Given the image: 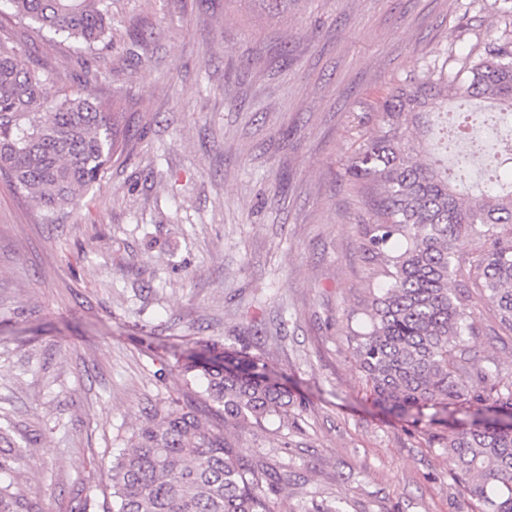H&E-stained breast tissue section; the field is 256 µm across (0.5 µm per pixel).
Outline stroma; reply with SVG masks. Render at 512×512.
Here are the masks:
<instances>
[{
  "label": "stroma",
  "instance_id": "35a3bbf8",
  "mask_svg": "<svg viewBox=\"0 0 512 512\" xmlns=\"http://www.w3.org/2000/svg\"><path fill=\"white\" fill-rule=\"evenodd\" d=\"M507 0H112L95 95L130 132L81 211H47L0 173V427L26 457L0 485L32 512L112 506L105 472L146 412L190 403L179 355L263 357L301 399L240 435L288 482L275 512H469L447 453L367 399L347 311L371 272L370 218L345 169L390 90L459 69ZM0 42L57 99L77 46L0 14ZM469 356L512 375V336Z\"/></svg>",
  "mask_w": 512,
  "mask_h": 512
}]
</instances>
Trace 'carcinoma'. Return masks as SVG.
Instances as JSON below:
<instances>
[{
  "instance_id": "obj_1",
  "label": "carcinoma",
  "mask_w": 512,
  "mask_h": 512,
  "mask_svg": "<svg viewBox=\"0 0 512 512\" xmlns=\"http://www.w3.org/2000/svg\"><path fill=\"white\" fill-rule=\"evenodd\" d=\"M12 15L93 53L112 46V0H7ZM484 53L450 74L429 67L389 93L351 157L348 181L369 198L359 234L372 276L348 312L352 357L366 392L416 427L429 418L447 431L429 435L457 465L472 512H512V378L469 358L478 313L512 335V190L497 188L494 150L480 156L488 174L477 194L463 191L474 153L457 147L475 120L438 126L442 157L419 163L448 90L493 100L480 115L498 129L512 118V13ZM43 75L0 44V172L49 210L82 207L119 146L122 113L86 79L60 100L42 96ZM470 248L462 251L460 239ZM193 405L146 414L107 469L110 512H272L288 471L268 468L228 435L270 418L287 421L297 405L258 356L226 348L178 363ZM451 406L472 409L467 424L448 422ZM0 512H30L25 495L0 487Z\"/></svg>"
}]
</instances>
